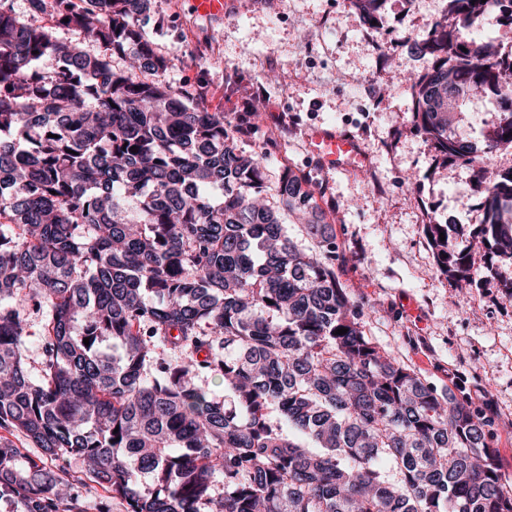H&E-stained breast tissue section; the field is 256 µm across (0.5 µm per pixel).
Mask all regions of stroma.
Segmentation results:
<instances>
[{
  "instance_id": "35a3bbf8",
  "label": "stroma",
  "mask_w": 512,
  "mask_h": 512,
  "mask_svg": "<svg viewBox=\"0 0 512 512\" xmlns=\"http://www.w3.org/2000/svg\"><path fill=\"white\" fill-rule=\"evenodd\" d=\"M154 7L143 27L171 61L162 80L208 85L210 109L232 122L235 105L259 99L266 119L251 140L275 143L270 178L285 165L315 185L336 231V277L367 335L482 413L512 480V290L496 278L457 288L438 274L424 230L431 214L484 218L469 165L444 164L411 129L405 79L427 66L411 46L445 0H386L373 31L347 0H228L218 19L193 0ZM314 127L353 134L370 167L324 169L305 138Z\"/></svg>"
}]
</instances>
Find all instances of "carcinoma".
<instances>
[{"instance_id": "obj_1", "label": "carcinoma", "mask_w": 512, "mask_h": 512, "mask_svg": "<svg viewBox=\"0 0 512 512\" xmlns=\"http://www.w3.org/2000/svg\"><path fill=\"white\" fill-rule=\"evenodd\" d=\"M348 2L381 22L386 0ZM28 5L125 68L0 3V429L42 451L0 437V500L74 512L75 459L127 512H512L486 421L365 335L308 180L270 181L224 113L147 77L168 67L141 25L153 0ZM496 12L512 0H447L416 43L412 127L447 164L512 147V59L469 37ZM487 96L497 117L474 142L458 129ZM472 180L476 250L453 247L463 225L426 224L465 289L500 275L487 255L512 263V168ZM26 303L50 310L35 373Z\"/></svg>"}]
</instances>
